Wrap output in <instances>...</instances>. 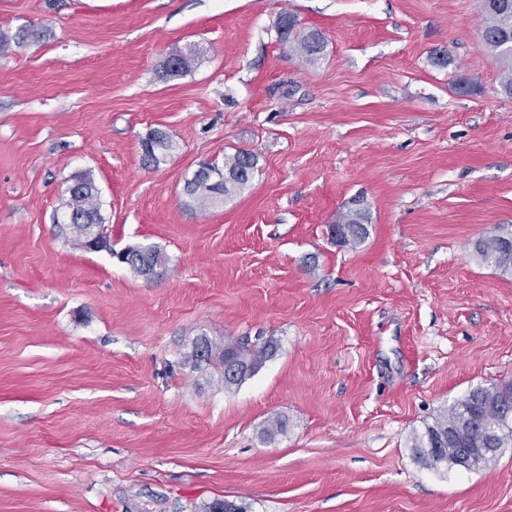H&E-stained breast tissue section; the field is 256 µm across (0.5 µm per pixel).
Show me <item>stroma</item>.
Returning a JSON list of instances; mask_svg holds the SVG:
<instances>
[{"label":"stroma","mask_w":512,"mask_h":512,"mask_svg":"<svg viewBox=\"0 0 512 512\" xmlns=\"http://www.w3.org/2000/svg\"><path fill=\"white\" fill-rule=\"evenodd\" d=\"M287 12L317 64L280 42ZM483 25L480 0H0V32L41 34L0 57V512H512V446L472 470L410 449L512 381V277L470 254L512 225ZM154 129L176 146L156 168ZM241 149L249 186L191 202ZM79 174L111 250L60 222ZM355 198L353 249L330 226ZM132 245L157 276L113 258ZM200 336L278 350L228 390L185 362ZM163 260L156 248L148 247L144 252H129L121 262L137 275L145 277L152 275L155 267L160 266Z\"/></svg>","instance_id":"obj_1"}]
</instances>
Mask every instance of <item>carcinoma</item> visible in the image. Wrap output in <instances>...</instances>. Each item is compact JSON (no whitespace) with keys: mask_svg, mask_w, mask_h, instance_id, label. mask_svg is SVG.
Listing matches in <instances>:
<instances>
[{"mask_svg":"<svg viewBox=\"0 0 512 512\" xmlns=\"http://www.w3.org/2000/svg\"><path fill=\"white\" fill-rule=\"evenodd\" d=\"M485 24L481 30L480 47L483 52L495 57L500 65L501 90L512 97V0H481ZM288 27L280 34V41L289 50L302 57L307 63L315 64L324 51V40L314 30L298 29V20L292 13L287 14ZM35 37L32 30L21 29L13 35L0 34V54L8 51L11 44L21 45ZM173 151L169 135H158L153 130L148 139L142 140V160L146 166H159ZM258 168V156L247 150H238L224 157V163H212L215 173L221 175L218 185L206 177L189 179L186 183L187 196L200 208L212 206L213 196L230 198L252 180ZM93 179L79 175L76 187L69 193L66 206L68 211L95 225L96 242L108 243L103 232L99 199L93 195ZM368 217L365 210L350 207L340 213L331 234L343 245L359 246L368 234ZM473 255L481 262L494 267L503 275L512 276V234H493L473 244ZM163 256L149 247L143 252H130L123 263L139 276H150L155 267L161 265ZM210 351L206 364L227 369L230 365L243 368L234 380L224 379L229 389L241 384L252 376L262 363L272 357L273 345L249 346L247 342L217 344L205 339ZM512 445V386L477 387L466 397L444 410L434 422L426 426L421 434L413 435L411 448L416 457L425 465L436 468L443 463L457 464L456 451L459 448H489L491 453L483 458L489 462L496 450Z\"/></svg>","mask_w":512,"mask_h":512,"instance_id":"1","label":"carcinoma"}]
</instances>
